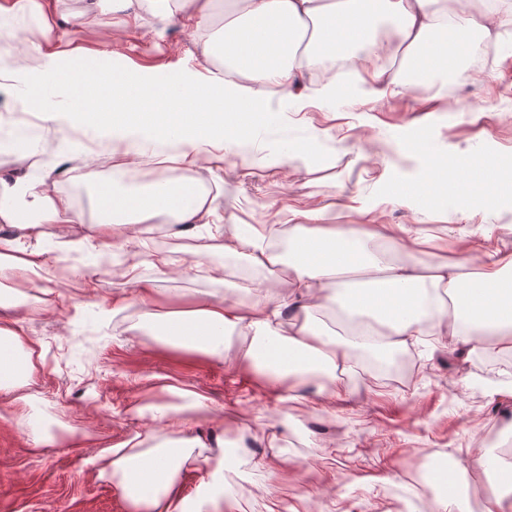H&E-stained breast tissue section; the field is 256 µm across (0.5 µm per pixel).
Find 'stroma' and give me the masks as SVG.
<instances>
[{
  "label": "stroma",
  "mask_w": 512,
  "mask_h": 512,
  "mask_svg": "<svg viewBox=\"0 0 512 512\" xmlns=\"http://www.w3.org/2000/svg\"><path fill=\"white\" fill-rule=\"evenodd\" d=\"M96 3L100 22L94 26L78 18L80 0L58 4L72 16L68 46L78 52L72 67L100 58L129 74L207 73L199 32L147 20L116 27L113 0ZM23 25L31 31L29 43L20 47L27 63L18 72L25 80L12 95L0 96V123L17 106L36 113L63 100L62 92L48 97L26 80L37 58L32 44L57 46L58 30L32 19ZM483 39L470 35L458 74L433 72L422 79L419 94L407 89L370 96L353 69L341 76L349 89L345 101L284 112L270 98L255 160L225 156L219 178L209 183L210 196L226 215V233H234L239 222L272 224L283 237L289 210L327 207L340 224H401L443 237L451 259L475 236L485 238L490 249L512 253V204L480 196L465 209L429 215L392 192L410 187L434 152L451 161L474 153L512 158V32L501 39L492 63L477 69L472 57ZM314 127L322 131L315 157L298 167L283 163L285 143L304 140ZM50 138V155L59 162L57 189L80 214L95 212L110 171L76 175L88 138L68 128ZM143 230L148 250L167 255L174 265L191 256L206 264L215 258L206 243L173 236L167 224ZM141 273L161 294L221 300L236 297L235 286L246 277L278 297L286 271H257L237 262L225 266L220 280L175 273L159 278L147 265ZM34 282L30 304L12 315L47 347V368L34 386L35 407L51 424L72 426L75 434L62 446L34 449L20 427L0 420V512H129L121 491L96 479L93 460L101 447L144 432L134 407L161 385L209 397L217 411L209 430L231 433L236 448L251 443L253 464L226 476L237 512H267L273 501L280 512H438L437 483H430L431 494L421 502L410 484L392 478L397 470L428 468L436 457L447 460L463 495L478 487L488 494L512 490L511 477L473 460L474 449L492 452L512 439V372L489 374L438 351L419 356L413 379L398 388L356 375L350 407L330 415L308 401L276 402L233 360L217 362L128 335L139 310L133 304L113 310V298L130 291L113 274L98 273L90 290L78 274L66 272L64 299L50 305L34 302L46 275Z\"/></svg>",
  "instance_id": "stroma-1"
}]
</instances>
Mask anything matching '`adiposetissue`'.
Here are the masks:
<instances>
[{
	"mask_svg": "<svg viewBox=\"0 0 512 512\" xmlns=\"http://www.w3.org/2000/svg\"><path fill=\"white\" fill-rule=\"evenodd\" d=\"M123 19L157 13L165 25H193L206 32L203 53L221 62L225 70L241 71L248 83L223 75H196L185 80H131L101 67L71 71L70 89L88 104L107 98L112 112L90 124L70 110L48 109L42 121L50 126L67 121L108 143L112 182L99 191L98 213L89 233L57 240L54 230L81 223L72 199L55 186L56 162L45 164L39 177L0 169V223L18 225L15 235L0 236V276L17 287L30 285L31 274L49 271L70 253L111 256L113 249L132 245L139 227L164 216L166 223L182 225L183 235L206 232L217 241L221 261L201 266L189 260L180 269L190 277L207 269L212 278L224 275L223 258L232 257L253 269L287 265L283 295L262 294L255 280L238 284L233 300L160 296L140 269L148 265L168 274L171 263L159 253L133 252L117 269L131 287L127 302L140 308L137 336L153 329L156 341L223 360L229 332L246 329L252 337L241 352L246 365L261 378L278 402L304 400L313 393L314 407L327 411L346 405L354 396L349 372L357 353L381 358L393 345L424 344L430 351L462 350L472 355L495 343L512 351V253L463 248L457 258L438 256L421 269L411 256L426 239L402 225L378 224L360 230L338 224L329 208L293 210L288 228V252L273 249L264 224H243L231 237L224 234V214L208 195L189 189L172 191L170 184L186 169L216 173L228 150L249 152L265 119L263 102L270 86L282 100L323 102L343 99L346 87L335 75L295 94L305 63L333 59L364 50L362 65L370 92L398 93L405 84L383 58L399 55L421 59L427 69L457 72L468 33L490 32L504 17L499 0H229L216 34L208 29L214 18V0H172L156 12V0H116ZM390 25L397 44L379 41L378 29ZM156 159L158 178L149 187H126L131 166L146 153ZM471 155L448 163L432 157L426 180L412 185L419 196L443 198L454 192L458 206H466L472 187L465 184ZM27 198L33 219L19 221L10 204ZM476 266L466 275V266ZM339 306L362 324L339 335L319 326L315 315ZM46 367L43 343L30 338L17 319L0 313V392L12 395L15 417L31 447L40 448L55 437L27 410L30 387ZM162 399L137 406L146 426H163L167 438L145 447L133 436L105 447L95 458L96 476L112 481L135 512H188L180 474L192 469L202 476L204 496L196 512H235L224 487V473L246 464L239 453H224L223 438L216 451L201 454V437L190 436L191 419L212 411L208 397L191 394L186 404L172 403L176 387L164 389Z\"/></svg>",
	"mask_w": 512,
	"mask_h": 512,
	"instance_id": "adipose-tissue-1",
	"label": "adipose tissue"
}]
</instances>
